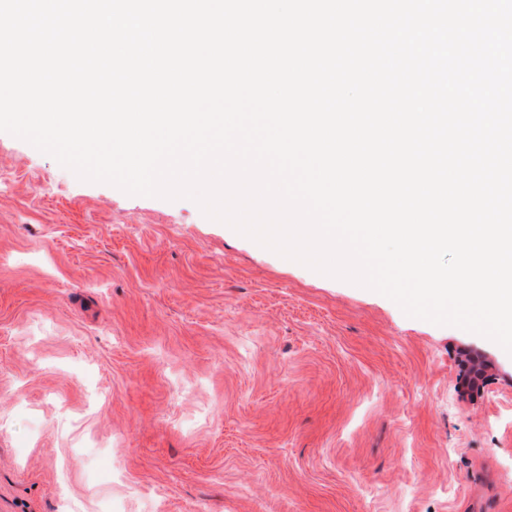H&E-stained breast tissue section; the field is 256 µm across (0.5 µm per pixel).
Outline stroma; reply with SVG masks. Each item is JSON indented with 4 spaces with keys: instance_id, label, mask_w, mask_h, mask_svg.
<instances>
[{
    "instance_id": "obj_1",
    "label": "stroma",
    "mask_w": 512,
    "mask_h": 512,
    "mask_svg": "<svg viewBox=\"0 0 512 512\" xmlns=\"http://www.w3.org/2000/svg\"><path fill=\"white\" fill-rule=\"evenodd\" d=\"M0 512H512V355L0 133ZM492 364L455 385L464 353Z\"/></svg>"
}]
</instances>
